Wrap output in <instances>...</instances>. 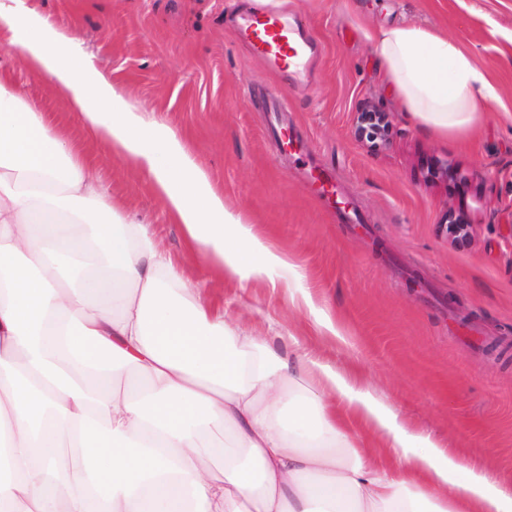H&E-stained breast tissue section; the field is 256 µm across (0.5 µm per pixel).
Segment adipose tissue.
I'll return each mask as SVG.
<instances>
[{
  "label": "adipose tissue",
  "instance_id": "1",
  "mask_svg": "<svg viewBox=\"0 0 512 512\" xmlns=\"http://www.w3.org/2000/svg\"><path fill=\"white\" fill-rule=\"evenodd\" d=\"M0 31L150 176L189 253L243 281L284 271L313 307L184 135L123 99L77 31L5 0ZM368 40L422 131L467 140L499 98L447 34L399 23ZM115 216L78 147L0 74V512H512V483L410 430L357 374L212 316L145 225ZM363 431L393 458L370 457Z\"/></svg>",
  "mask_w": 512,
  "mask_h": 512
}]
</instances>
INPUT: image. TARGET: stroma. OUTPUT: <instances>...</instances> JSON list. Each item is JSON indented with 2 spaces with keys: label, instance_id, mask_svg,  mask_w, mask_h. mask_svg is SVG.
<instances>
[{
  "label": "stroma",
  "instance_id": "stroma-1",
  "mask_svg": "<svg viewBox=\"0 0 512 512\" xmlns=\"http://www.w3.org/2000/svg\"><path fill=\"white\" fill-rule=\"evenodd\" d=\"M237 2L25 0L77 29L123 98L186 134L226 208L303 274L317 308L341 324L342 344L286 287L239 283L189 254L148 176L107 156L65 95L1 40L0 73L96 162L123 216L146 224L215 311L231 317L249 305L247 328L275 349L294 337L358 369L409 426L511 481L512 0H286L320 49L294 89L225 25ZM396 22L448 31L498 85L500 101L469 144L419 130L380 74L366 35ZM274 93L288 103L283 125L303 135L300 154L275 147ZM367 106L390 117L376 146L354 135ZM312 159L335 171L359 223H340L305 189ZM452 215L471 226L466 248L448 238Z\"/></svg>",
  "mask_w": 512,
  "mask_h": 512
}]
</instances>
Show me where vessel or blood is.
<instances>
[{
  "label": "vessel or blood",
  "instance_id": "vessel-or-blood-1",
  "mask_svg": "<svg viewBox=\"0 0 512 512\" xmlns=\"http://www.w3.org/2000/svg\"><path fill=\"white\" fill-rule=\"evenodd\" d=\"M236 35L255 56L281 72L287 81L300 73L306 58L315 51L296 17L274 8L268 0H256L240 14ZM308 184L317 196L337 202L336 175L332 170L314 168L308 176Z\"/></svg>",
  "mask_w": 512,
  "mask_h": 512
}]
</instances>
